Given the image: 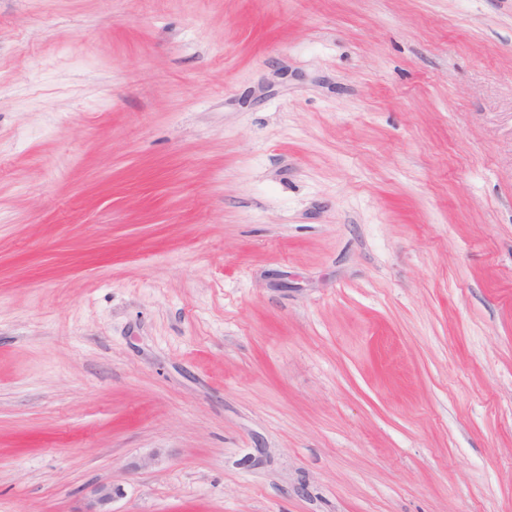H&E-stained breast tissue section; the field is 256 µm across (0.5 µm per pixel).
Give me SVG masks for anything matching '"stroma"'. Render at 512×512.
Instances as JSON below:
<instances>
[{
  "instance_id": "1",
  "label": "stroma",
  "mask_w": 512,
  "mask_h": 512,
  "mask_svg": "<svg viewBox=\"0 0 512 512\" xmlns=\"http://www.w3.org/2000/svg\"><path fill=\"white\" fill-rule=\"evenodd\" d=\"M512 512V0H0V512ZM92 493L93 498L85 512H112L109 506L121 495V488L113 484H100Z\"/></svg>"
}]
</instances>
